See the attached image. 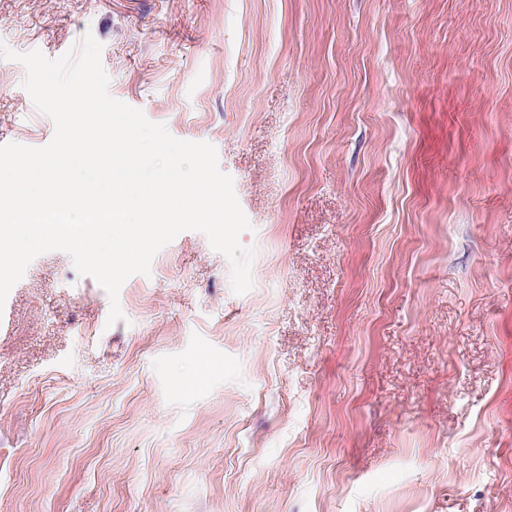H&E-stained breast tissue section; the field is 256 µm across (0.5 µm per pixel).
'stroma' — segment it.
<instances>
[{"mask_svg":"<svg viewBox=\"0 0 512 512\" xmlns=\"http://www.w3.org/2000/svg\"><path fill=\"white\" fill-rule=\"evenodd\" d=\"M92 34L207 142L253 286L198 231L121 286L62 251L0 321V512H512V0H0ZM0 58V135L53 121Z\"/></svg>","mask_w":512,"mask_h":512,"instance_id":"obj_1","label":"stroma"}]
</instances>
